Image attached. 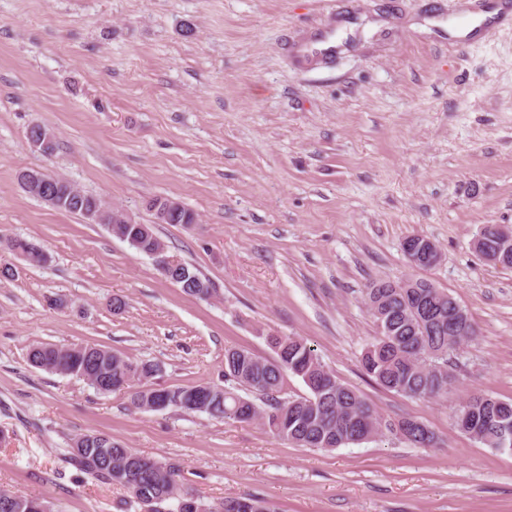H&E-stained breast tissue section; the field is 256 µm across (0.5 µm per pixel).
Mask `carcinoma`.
I'll list each match as a JSON object with an SVG mask.
<instances>
[{
	"instance_id": "cac0c4a2",
	"label": "carcinoma",
	"mask_w": 512,
	"mask_h": 512,
	"mask_svg": "<svg viewBox=\"0 0 512 512\" xmlns=\"http://www.w3.org/2000/svg\"><path fill=\"white\" fill-rule=\"evenodd\" d=\"M53 190L69 198L63 211L85 215L98 200L59 178ZM146 242L130 240L125 224H110L108 229L139 253L151 248H166L151 224L146 225ZM181 270L187 277L175 282L181 290L196 298L197 282H206L186 263ZM426 279L417 277L406 286L399 282H376L367 289L366 302L376 325V336L366 345L361 356L364 373L381 388L398 395L417 399H441L455 379L451 355L472 341L475 328L466 311L440 288H426ZM268 343L275 353L271 359L259 356L243 347H231L224 352L223 397L203 400V410L179 406L169 407L186 414L204 412L212 417L232 422H254L263 425L277 438L304 448L332 450L375 440L392 432L391 422L352 387L341 383L320 361L315 349L295 336H270ZM31 366L51 373L60 372L101 385L99 391L109 393L106 382L120 373L129 393L130 405L139 410L132 390L144 386L155 377L156 366L148 361H134L96 344H86L73 354L66 346L40 344L29 349ZM299 377L308 394L296 399L280 394L286 374ZM257 393L263 405L240 394ZM468 412L471 426L459 431L498 452L512 453V399L474 396L460 406ZM409 437L405 441L423 447L437 442L435 433L413 417L399 420ZM87 437L93 444L76 450L69 445L65 460L92 478L120 485L133 495L143 508L152 506L159 494L181 499L180 468L163 463L115 441L112 436L91 431ZM45 501L7 494L0 497V512H34L32 507Z\"/></svg>"
}]
</instances>
